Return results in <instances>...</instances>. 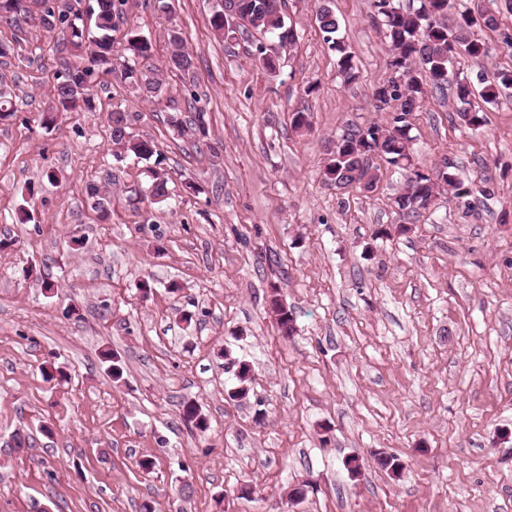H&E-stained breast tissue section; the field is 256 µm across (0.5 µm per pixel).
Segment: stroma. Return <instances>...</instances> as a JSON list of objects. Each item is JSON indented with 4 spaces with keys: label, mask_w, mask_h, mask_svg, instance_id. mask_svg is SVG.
Returning <instances> with one entry per match:
<instances>
[{
    "label": "stroma",
    "mask_w": 512,
    "mask_h": 512,
    "mask_svg": "<svg viewBox=\"0 0 512 512\" xmlns=\"http://www.w3.org/2000/svg\"><path fill=\"white\" fill-rule=\"evenodd\" d=\"M214 3L173 0L165 14L128 0L126 24L151 41L148 65L166 83L153 102L109 75L93 110L46 127L68 49L32 19L27 45L0 58L17 107L0 120V238L13 241L0 251V512H512V90L476 131L458 122L451 92L428 91L411 119L415 161L450 159L489 192L407 221L393 204L401 169L381 164L369 193L322 179L329 140L386 119L371 92L389 47L367 0H286L297 40L274 76L255 62V38H213ZM325 4L355 81L319 28ZM174 27L194 53L186 75L166 68ZM474 34L490 55L461 58L473 83L512 67V15ZM187 86L223 146L220 165L166 124ZM116 108L159 143L165 202L140 199L152 163L113 159ZM301 109L311 126L297 132ZM107 174L103 221L86 186ZM402 222L408 232L396 233ZM274 286L296 320L288 340L268 310ZM107 348L122 382L105 371ZM50 359L65 379L43 378ZM231 360L252 366L249 401L228 397ZM187 399L205 433L181 420ZM19 431L30 442L21 455ZM381 454L402 461L399 477ZM146 455L149 472L137 466ZM302 483L306 496L289 501ZM244 486L251 496L239 497Z\"/></svg>",
    "instance_id": "obj_1"
}]
</instances>
